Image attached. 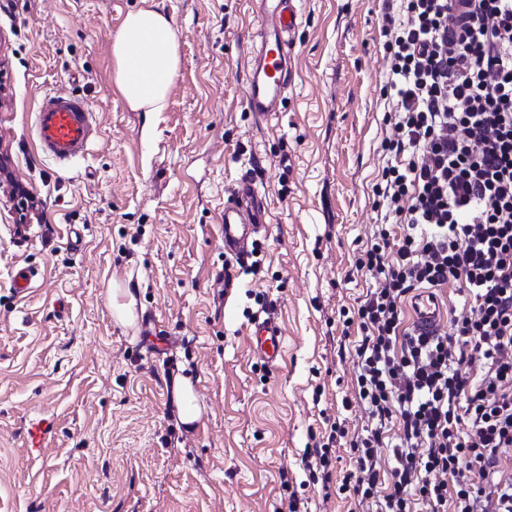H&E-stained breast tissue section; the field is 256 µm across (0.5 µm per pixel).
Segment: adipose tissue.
I'll return each instance as SVG.
<instances>
[{
  "label": "adipose tissue",
  "instance_id": "ef3b65f1",
  "mask_svg": "<svg viewBox=\"0 0 512 512\" xmlns=\"http://www.w3.org/2000/svg\"><path fill=\"white\" fill-rule=\"evenodd\" d=\"M114 83L135 112L163 111L179 71V37L158 4L128 13L112 40Z\"/></svg>",
  "mask_w": 512,
  "mask_h": 512
}]
</instances>
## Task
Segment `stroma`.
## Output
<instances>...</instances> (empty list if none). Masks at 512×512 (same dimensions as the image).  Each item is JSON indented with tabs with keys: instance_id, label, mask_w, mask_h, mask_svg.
<instances>
[{
	"instance_id": "obj_1",
	"label": "stroma",
	"mask_w": 512,
	"mask_h": 512,
	"mask_svg": "<svg viewBox=\"0 0 512 512\" xmlns=\"http://www.w3.org/2000/svg\"><path fill=\"white\" fill-rule=\"evenodd\" d=\"M179 34L164 111H131L113 81L112 37L143 0H0V155L44 201L25 235L0 190V512H371L339 492L363 333L342 313L375 282L357 261L386 208L392 156L383 0H301L296 73L276 116L244 106L256 19L250 0H162ZM52 91L86 97L102 134L60 170L29 124ZM267 194L259 271L231 301L219 224L244 174ZM82 244L72 248V231ZM38 276L15 297L11 273ZM131 289L165 344L115 322L111 285ZM280 322L276 371L253 357V315ZM204 410L186 428L174 388ZM51 421L29 455V419ZM330 483L303 462L330 425Z\"/></svg>"
}]
</instances>
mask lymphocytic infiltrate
<instances>
[{
  "instance_id": "lymphocytic-infiltrate-1",
  "label": "lymphocytic infiltrate",
  "mask_w": 512,
  "mask_h": 512,
  "mask_svg": "<svg viewBox=\"0 0 512 512\" xmlns=\"http://www.w3.org/2000/svg\"><path fill=\"white\" fill-rule=\"evenodd\" d=\"M385 20L394 162L375 192L397 226L367 243L358 266L376 287L344 320L364 333L354 393L374 427L352 439L340 489L381 512H512V0H400ZM449 284L473 298L452 333L402 331L408 295Z\"/></svg>"
}]
</instances>
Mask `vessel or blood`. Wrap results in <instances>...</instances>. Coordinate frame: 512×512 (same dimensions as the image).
<instances>
[{
  "mask_svg": "<svg viewBox=\"0 0 512 512\" xmlns=\"http://www.w3.org/2000/svg\"><path fill=\"white\" fill-rule=\"evenodd\" d=\"M300 0H256L257 26L244 82L247 110L263 119L279 111L292 83L291 34L299 26ZM96 113L85 97L64 91L43 95L33 117L32 141L57 167H68L84 156L99 136ZM268 222L267 197L256 180L242 176L224 205L222 233L224 268L215 283L225 296H233L240 286V272L247 267L252 249ZM417 334L431 335L444 313L441 298L433 289L423 288L410 300ZM251 338L254 354L267 366H275L282 354L283 336L273 318L254 317ZM49 433L45 419H30L26 446L40 452Z\"/></svg>",
  "mask_w": 512,
  "mask_h": 512,
  "instance_id": "obj_1",
  "label": "vessel or blood"
}]
</instances>
